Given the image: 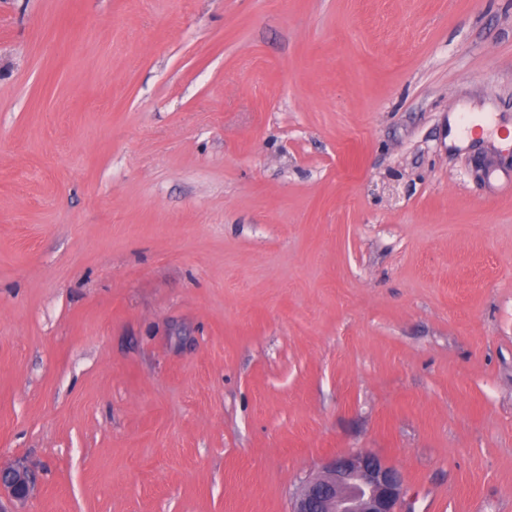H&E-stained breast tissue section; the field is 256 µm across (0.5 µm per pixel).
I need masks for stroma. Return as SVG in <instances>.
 I'll list each match as a JSON object with an SVG mask.
<instances>
[{
  "instance_id": "obj_1",
  "label": "stroma",
  "mask_w": 512,
  "mask_h": 512,
  "mask_svg": "<svg viewBox=\"0 0 512 512\" xmlns=\"http://www.w3.org/2000/svg\"><path fill=\"white\" fill-rule=\"evenodd\" d=\"M511 126L512 0H0L22 512H512ZM401 473L378 456L336 457L297 492L291 512H398Z\"/></svg>"
}]
</instances>
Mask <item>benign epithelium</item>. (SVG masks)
Wrapping results in <instances>:
<instances>
[{"label":"benign epithelium","instance_id":"obj_1","mask_svg":"<svg viewBox=\"0 0 512 512\" xmlns=\"http://www.w3.org/2000/svg\"><path fill=\"white\" fill-rule=\"evenodd\" d=\"M32 470L23 464L0 466L1 500L22 502L31 491ZM401 473L378 456L357 452L336 457L297 492L291 512H397Z\"/></svg>","mask_w":512,"mask_h":512}]
</instances>
